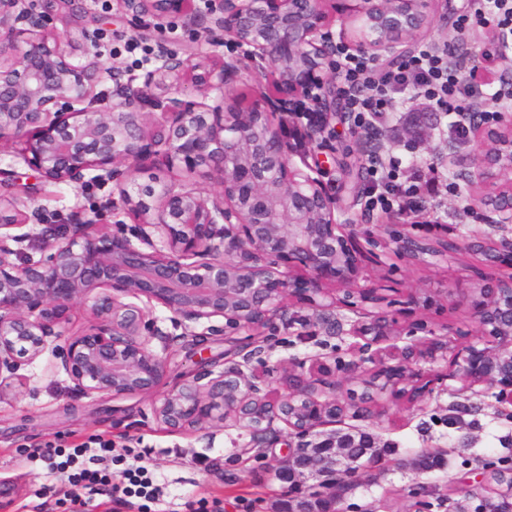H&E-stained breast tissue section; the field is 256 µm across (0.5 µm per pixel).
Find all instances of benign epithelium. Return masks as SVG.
<instances>
[{
	"instance_id": "benign-epithelium-1",
	"label": "benign epithelium",
	"mask_w": 512,
	"mask_h": 512,
	"mask_svg": "<svg viewBox=\"0 0 512 512\" xmlns=\"http://www.w3.org/2000/svg\"><path fill=\"white\" fill-rule=\"evenodd\" d=\"M429 0H211L201 17L220 46L231 36L248 47L261 75L271 73L274 92L250 104L224 106L241 74L236 57L212 59L196 47L176 49L155 40L160 65L144 71L143 87L155 90L144 111L140 89L95 54L78 61L64 33L49 27L52 13L72 0H0V141H14L18 155L47 182L83 185L88 177L110 181L118 197L88 214L78 208L39 261L16 263L4 232L40 222L39 210L11 198L14 215L0 220V394L19 369L51 351L72 384L86 397L151 395L167 374L171 339L150 317L158 305L185 333L222 332L240 360L214 371L212 362L158 396L155 419L169 432L205 434L227 422L247 430V451L264 457L277 425L291 441L274 477L293 488L321 480L335 496L336 475H350L344 449L350 433L321 428L342 422L336 401V369L320 364L304 375L288 373L286 392L272 399L261 370L264 347L238 343L242 330L260 336L276 321L288 322L285 300L317 311L324 334L340 324L328 311L380 306L374 288L358 287L367 261L354 225L336 223V200L305 155L293 147L279 116L296 96L319 87L322 122L306 141L326 137L328 114L342 106L331 62L336 39L330 19L346 28L341 38L373 57L393 55L402 39L430 25ZM132 20L184 15L193 0H117ZM112 81V96L96 87ZM501 125L480 120L486 102L461 114L478 157L448 145V164L470 186L491 184L477 195L496 227L512 225V101L494 99ZM163 167L172 177L138 174ZM213 181L215 191L203 182ZM122 209L128 226L101 223L102 213ZM490 258L512 257V236L479 245ZM88 305L89 325L69 332L74 305ZM471 319L479 336L458 349L440 338L399 347L401 327L374 315L351 330L359 352L380 354L366 381L377 396L399 397L396 388L420 375L421 363L449 364L446 377L471 389L490 383L512 405V278L479 289ZM161 349L152 346L153 340Z\"/></svg>"
}]
</instances>
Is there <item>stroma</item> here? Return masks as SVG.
Masks as SVG:
<instances>
[{
  "instance_id": "stroma-1",
  "label": "stroma",
  "mask_w": 512,
  "mask_h": 512,
  "mask_svg": "<svg viewBox=\"0 0 512 512\" xmlns=\"http://www.w3.org/2000/svg\"><path fill=\"white\" fill-rule=\"evenodd\" d=\"M467 0H432L431 26L408 37L405 49L427 42L469 54L472 45L491 47L497 40L493 27H477L459 35L455 20ZM53 25L67 34L76 58L87 44L83 29H101L96 50L105 66H116L134 77L144 67L156 66L152 43L139 34V22L122 15L116 0H76L71 15H57ZM452 116L434 111L423 99L405 94L380 131L383 155L402 158L405 175L421 172L427 203L419 211L377 212L366 215L353 203L365 195L367 174L358 138L342 137L306 144L308 160H335L336 171L324 174L328 191L336 197L337 223L358 226L360 239L387 240L380 264L368 265L360 286L384 290L387 313L404 328L401 343L420 342L431 331L447 330L450 345L460 346L476 334L468 317L472 293L483 280L512 275V260L492 263L477 252L460 260L416 264L392 244L393 232L454 242L485 238L493 231L485 210L468 196L467 188L451 193L455 177L446 154L449 143L477 155L480 145L452 128ZM112 195L111 185L90 183H36L32 206L43 223L28 225L19 262L39 259L47 246L48 231H62L75 207L92 208ZM162 329L176 336L163 387L193 375L206 357L223 359L224 338L207 335L200 342L181 340V328L163 308H155ZM288 325L263 334L273 395L285 391L283 377L295 362L346 365L358 361L349 336L326 338L316 334V314L309 305L289 301ZM442 364H432L422 380L426 385L417 401L388 398L382 412L347 416V427L370 433L383 454L378 463H362L348 478V488L337 501V512H454L453 501L468 496L480 504L483 463L512 466V407L500 404L498 390L485 383L461 389L446 380ZM23 385L0 394V512H67L62 497L67 485L50 460L30 458L32 449L46 445L76 447L101 439L114 448L144 451L143 464L163 487L160 512H183L188 500L206 499L217 512H277L285 495L273 480L272 459L249 454V433L241 428H215L209 435L172 433L156 421L152 399L127 396L88 398L73 393L52 355L25 367ZM442 451L446 462L424 472L414 465L429 451Z\"/></svg>"
}]
</instances>
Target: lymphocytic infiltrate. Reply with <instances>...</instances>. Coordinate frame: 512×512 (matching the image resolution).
I'll return each mask as SVG.
<instances>
[{
	"label": "lymphocytic infiltrate",
	"mask_w": 512,
	"mask_h": 512,
	"mask_svg": "<svg viewBox=\"0 0 512 512\" xmlns=\"http://www.w3.org/2000/svg\"><path fill=\"white\" fill-rule=\"evenodd\" d=\"M489 24L502 33H512V0H470L469 10L457 18V28L462 32ZM333 67L344 109L353 122V132L370 139L376 138L379 123L393 111L398 94L405 91L420 94L432 102L437 111L446 113L468 111L472 101L484 95L483 83L473 69L451 62L448 51L427 44L401 55L386 67L373 57L340 47L336 50ZM366 162L371 181V190L364 202L366 212L423 207L418 186L402 176L401 158L385 159L371 151ZM112 453L108 442L95 447L85 444L64 453L58 468L69 486L70 512H81L84 495L110 485V474L103 470L102 464ZM123 477V485H111L113 494L121 495L123 502L136 512H148L150 503L158 501L160 489L148 477L146 468L137 461H130L123 470Z\"/></svg>",
	"instance_id": "lymphocytic-infiltrate-1"
}]
</instances>
